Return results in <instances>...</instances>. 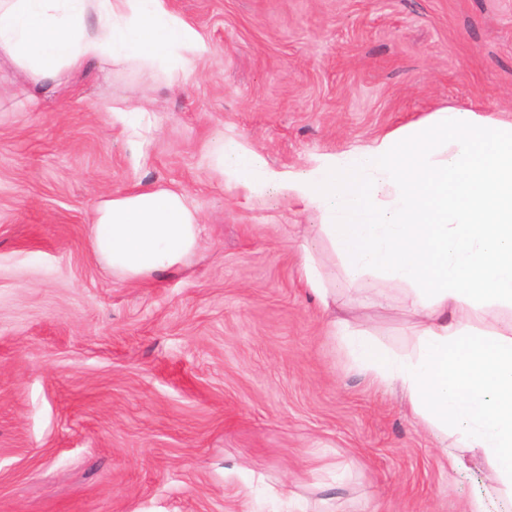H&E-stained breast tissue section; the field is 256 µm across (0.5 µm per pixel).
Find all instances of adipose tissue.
Listing matches in <instances>:
<instances>
[{
  "label": "adipose tissue",
  "instance_id": "1",
  "mask_svg": "<svg viewBox=\"0 0 512 512\" xmlns=\"http://www.w3.org/2000/svg\"><path fill=\"white\" fill-rule=\"evenodd\" d=\"M211 53L166 0H0V61L33 104L92 62L160 65L185 81ZM213 156L245 192L272 190L320 213L311 230L349 281L403 287L409 348L341 319L332 334L372 385L398 390L445 443L450 469L487 464L489 486L466 512L512 504V122L448 107L298 170L272 168L233 138ZM199 239V214L175 190L144 186L93 208L92 252L129 281L179 268Z\"/></svg>",
  "mask_w": 512,
  "mask_h": 512
}]
</instances>
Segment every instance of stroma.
<instances>
[{
  "label": "stroma",
  "mask_w": 512,
  "mask_h": 512,
  "mask_svg": "<svg viewBox=\"0 0 512 512\" xmlns=\"http://www.w3.org/2000/svg\"><path fill=\"white\" fill-rule=\"evenodd\" d=\"M167 2L212 47L188 81L94 62L33 107L0 64V512H462L486 464L450 470L327 329L410 345L402 291L348 281L317 213L225 183L212 151L299 169L448 106L511 121L512 0ZM145 95L134 139L112 111ZM145 185L201 242L131 282L94 257L92 208ZM300 273L305 285L319 298L324 309H328L331 303L336 304V297L326 286L321 264L308 250L303 251Z\"/></svg>",
  "instance_id": "obj_1"
}]
</instances>
